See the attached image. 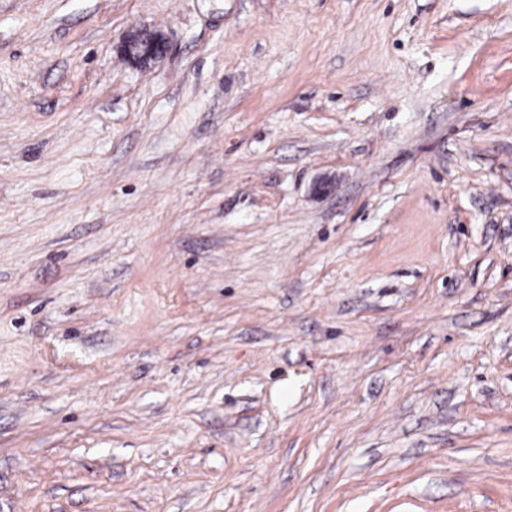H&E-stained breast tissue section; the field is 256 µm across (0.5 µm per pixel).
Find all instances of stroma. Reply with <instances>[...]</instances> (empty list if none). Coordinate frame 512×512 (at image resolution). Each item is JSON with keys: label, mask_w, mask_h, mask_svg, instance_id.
Here are the masks:
<instances>
[{"label": "stroma", "mask_w": 512, "mask_h": 512, "mask_svg": "<svg viewBox=\"0 0 512 512\" xmlns=\"http://www.w3.org/2000/svg\"><path fill=\"white\" fill-rule=\"evenodd\" d=\"M0 512H512V0H0ZM164 38L160 33L132 29L119 46L120 52L133 65L149 68L160 56Z\"/></svg>", "instance_id": "stroma-1"}]
</instances>
